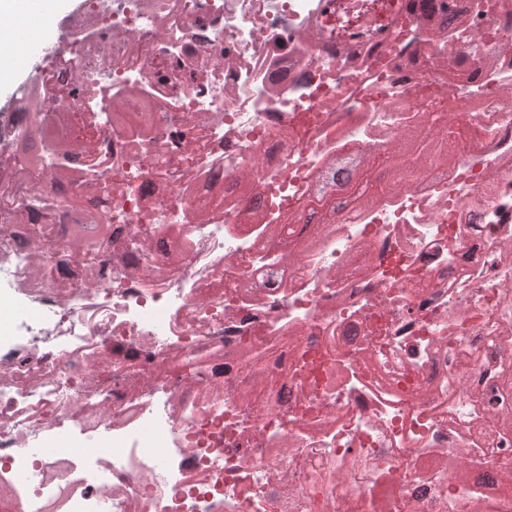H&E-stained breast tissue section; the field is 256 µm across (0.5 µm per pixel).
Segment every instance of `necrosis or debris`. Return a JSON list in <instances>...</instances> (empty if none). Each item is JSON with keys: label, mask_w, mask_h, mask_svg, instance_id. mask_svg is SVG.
I'll return each mask as SVG.
<instances>
[{"label": "necrosis or debris", "mask_w": 512, "mask_h": 512, "mask_svg": "<svg viewBox=\"0 0 512 512\" xmlns=\"http://www.w3.org/2000/svg\"><path fill=\"white\" fill-rule=\"evenodd\" d=\"M64 27L0 112V512H512V0ZM448 112L450 178L272 277L329 160Z\"/></svg>", "instance_id": "4bbe7bcc"}]
</instances>
